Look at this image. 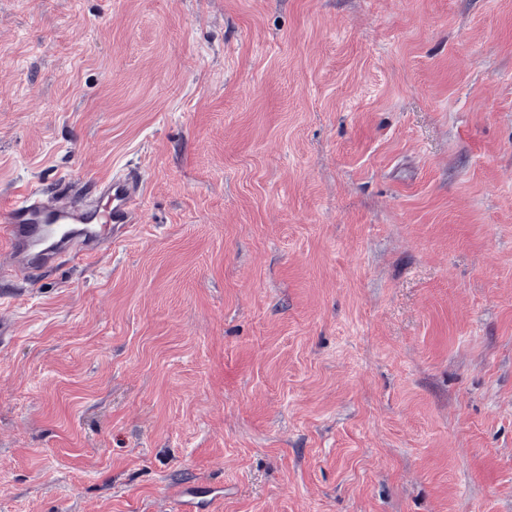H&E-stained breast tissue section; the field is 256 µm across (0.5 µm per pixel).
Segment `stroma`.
I'll use <instances>...</instances> for the list:
<instances>
[{
  "label": "stroma",
  "instance_id": "stroma-1",
  "mask_svg": "<svg viewBox=\"0 0 512 512\" xmlns=\"http://www.w3.org/2000/svg\"><path fill=\"white\" fill-rule=\"evenodd\" d=\"M118 160L0 279V512H512V0H0V204ZM85 187V200L61 191L59 203L29 187L1 208L0 243L9 254L0 264L1 278L28 281L65 257L90 259L124 240L139 223L142 181L126 165L113 168L108 181Z\"/></svg>",
  "mask_w": 512,
  "mask_h": 512
}]
</instances>
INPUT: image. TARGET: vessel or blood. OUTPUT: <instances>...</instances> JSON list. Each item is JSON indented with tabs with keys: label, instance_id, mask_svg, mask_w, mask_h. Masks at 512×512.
Listing matches in <instances>:
<instances>
[{
	"label": "vessel or blood",
	"instance_id": "1",
	"mask_svg": "<svg viewBox=\"0 0 512 512\" xmlns=\"http://www.w3.org/2000/svg\"><path fill=\"white\" fill-rule=\"evenodd\" d=\"M141 191L140 177L123 165L109 180L87 184L82 200L63 191L52 203L40 188H27L0 221V246L9 254L0 277L28 281L62 259H89L124 240L139 222Z\"/></svg>",
	"mask_w": 512,
	"mask_h": 512
}]
</instances>
